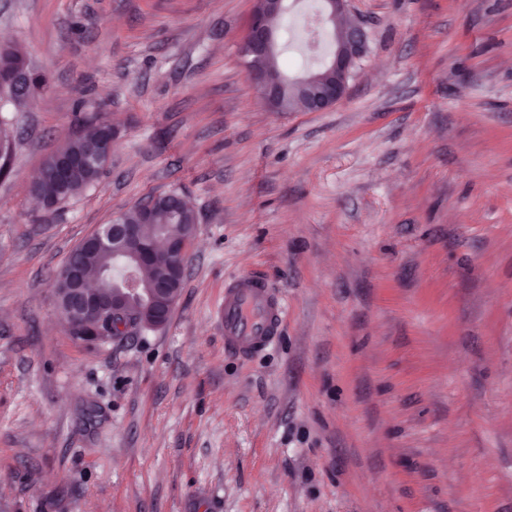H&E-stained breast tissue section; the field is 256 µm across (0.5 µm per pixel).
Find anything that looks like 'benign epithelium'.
<instances>
[{"instance_id":"1","label":"benign epithelium","mask_w":512,"mask_h":512,"mask_svg":"<svg viewBox=\"0 0 512 512\" xmlns=\"http://www.w3.org/2000/svg\"><path fill=\"white\" fill-rule=\"evenodd\" d=\"M273 38L275 31L269 26L265 18L252 11L246 34L242 41L243 54L248 59L247 77L258 89L263 97L271 95L275 86L265 77L262 66L266 46ZM367 50V32L360 23L352 24L345 35H336V48H334L329 64L341 79L334 83L319 85L314 81H305L306 95L304 107L310 112H323L341 103L347 95L348 81L355 68L365 56ZM10 47L0 43V71L3 72L12 91L18 96H25L30 85L28 72L12 65L9 61ZM101 240L112 244V254H140V242L136 228L132 224H114L112 227L100 229ZM72 287L64 288L54 293L55 308L60 319L70 329L76 323H84L89 319L96 320V326H112V335L97 336L96 342L113 340V336L126 332V327L119 317L128 311V301L137 299L141 309L152 314L154 322L162 326L167 319V312L156 309L151 303V294L141 287V283L134 277L129 278L121 285L113 286L112 294L99 289H89L86 280L79 270L68 268Z\"/></svg>"}]
</instances>
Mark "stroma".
Here are the masks:
<instances>
[{"instance_id":"stroma-1","label":"stroma","mask_w":512,"mask_h":512,"mask_svg":"<svg viewBox=\"0 0 512 512\" xmlns=\"http://www.w3.org/2000/svg\"><path fill=\"white\" fill-rule=\"evenodd\" d=\"M254 0H0L47 85L0 178V512H512V0H351L369 49L325 112H272ZM102 111L99 184L44 157ZM198 212L168 324L75 341L70 251L153 193ZM286 312L224 346L226 282ZM259 1L255 0L254 10L242 41V50L248 59L247 77L263 98L275 91V86L267 81L265 69L262 66L266 46L269 41L275 38V31L266 22L265 17H260L258 14L257 4ZM89 122L94 124L92 133L74 135L57 151L49 154L42 163L39 177L31 186L32 194L52 213L81 190L98 184L105 172L100 168H83L76 171L65 185H62L53 174L59 157L83 155L99 143L106 131L114 130L108 121L98 115H83L78 119L80 124Z\"/></svg>"}]
</instances>
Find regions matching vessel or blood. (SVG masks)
Listing matches in <instances>:
<instances>
[{"label": "vessel or blood", "instance_id": "1", "mask_svg": "<svg viewBox=\"0 0 512 512\" xmlns=\"http://www.w3.org/2000/svg\"><path fill=\"white\" fill-rule=\"evenodd\" d=\"M284 311L281 296L259 278L247 274L233 280L221 306L225 342L246 356L266 348L279 332Z\"/></svg>", "mask_w": 512, "mask_h": 512}]
</instances>
